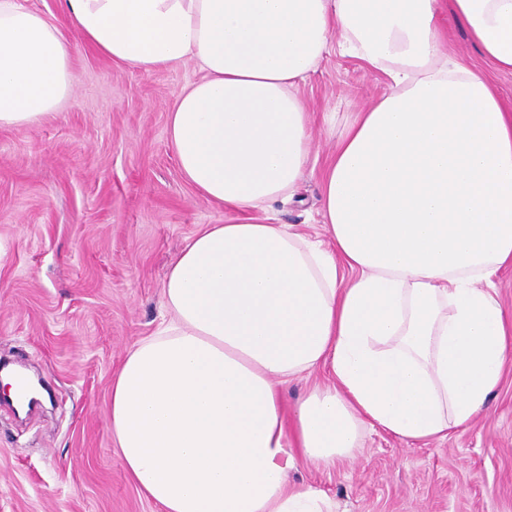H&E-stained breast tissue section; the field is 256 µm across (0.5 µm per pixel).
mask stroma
Returning a JSON list of instances; mask_svg holds the SVG:
<instances>
[{"mask_svg": "<svg viewBox=\"0 0 512 512\" xmlns=\"http://www.w3.org/2000/svg\"><path fill=\"white\" fill-rule=\"evenodd\" d=\"M75 43L73 90L39 122L0 128V361L42 378L41 406L0 403V512H160L112 444V379L161 317L162 281L221 204L183 176L168 136L171 106L195 64L142 73L81 42L62 0H27ZM446 49L485 75L512 108V73L448 17ZM382 70L325 56L299 94L312 155L330 158L341 129L388 93ZM321 178L305 174L277 223L319 229ZM294 483L323 489L336 512H512V371L488 409L447 441L408 445L364 429L354 459L297 458Z\"/></svg>", "mask_w": 512, "mask_h": 512, "instance_id": "obj_1", "label": "stroma"}]
</instances>
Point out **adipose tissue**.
I'll return each mask as SVG.
<instances>
[{"label": "adipose tissue", "instance_id": "1", "mask_svg": "<svg viewBox=\"0 0 512 512\" xmlns=\"http://www.w3.org/2000/svg\"><path fill=\"white\" fill-rule=\"evenodd\" d=\"M81 39L150 73L196 63L169 136L224 221L188 239L164 313L112 380L118 457L162 512H333L292 484L296 456L353 458L362 427L443 441L512 367V317L491 292L512 267V113L443 50L442 0H66ZM512 72V0H454ZM74 45L23 0H0V128L54 112ZM382 69L322 172L324 237L274 223L309 163L297 88L330 52ZM351 278H344L341 267ZM332 381L294 409L282 388ZM330 382V376L323 368L316 369L310 374L296 378L283 389V398L288 409H292L302 398L305 392L314 384H326Z\"/></svg>", "mask_w": 512, "mask_h": 512}]
</instances>
